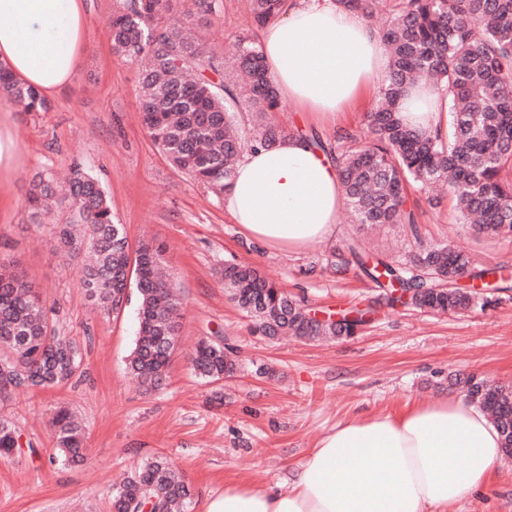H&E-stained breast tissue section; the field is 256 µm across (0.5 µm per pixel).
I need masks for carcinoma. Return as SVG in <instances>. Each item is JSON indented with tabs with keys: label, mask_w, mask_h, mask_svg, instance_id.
Instances as JSON below:
<instances>
[{
	"label": "carcinoma",
	"mask_w": 512,
	"mask_h": 512,
	"mask_svg": "<svg viewBox=\"0 0 512 512\" xmlns=\"http://www.w3.org/2000/svg\"><path fill=\"white\" fill-rule=\"evenodd\" d=\"M372 21L389 8L379 34L390 58L377 106L367 114L365 138L346 133L336 145L317 135L310 141L336 160L350 212L359 224H407V186L421 191L440 185L455 203L456 222L477 235H512V0H336ZM116 0L107 20L114 54L140 68L142 122L154 144L175 168L224 200L236 162L248 147L275 145L290 135L268 114L280 106L277 88L264 65L260 43L237 39L225 54L234 68L202 49L199 26L219 10V0ZM284 0H250L257 28L282 15ZM424 82L448 98V134H431L404 124L399 99L404 88ZM0 91L26 113L45 112L38 88L16 79L0 63ZM259 116L252 140L236 129L234 107ZM31 222L57 205L65 219L49 230L54 249L68 264L81 265L89 299L105 314L117 313L136 289L138 331L127 370L148 390L159 388L178 349L183 302L173 275L164 274L165 251L149 243L131 252L126 225L119 223L101 183L81 168L73 171L68 195L56 198L45 169L30 182ZM332 254L331 267L355 262L382 289L379 303L394 307L400 287L420 309L456 313L476 297L454 285L483 271L448 245L419 244L404 265L377 257L370 264L359 246ZM224 287L265 336L344 337L333 324L309 319V310L256 267L224 264ZM52 313L19 263L0 267V406L20 390L48 389L68 382L80 367L76 339L59 329ZM194 374L212 383L231 375L236 349L224 337L202 339L188 354ZM468 399L496 420L512 455V387L485 379L466 381ZM55 453L50 465H80L87 459L85 429L71 411H56ZM21 450L13 424L0 417V456ZM194 491L174 474L165 456L135 466L112 488V512H187Z\"/></svg>",
	"instance_id": "cac0c4a2"
}]
</instances>
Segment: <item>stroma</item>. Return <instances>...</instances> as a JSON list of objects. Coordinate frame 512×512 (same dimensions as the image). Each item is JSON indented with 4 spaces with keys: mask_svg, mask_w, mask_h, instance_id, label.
Returning <instances> with one entry per match:
<instances>
[{
    "mask_svg": "<svg viewBox=\"0 0 512 512\" xmlns=\"http://www.w3.org/2000/svg\"><path fill=\"white\" fill-rule=\"evenodd\" d=\"M114 4L85 0L91 36L48 111L0 112L15 142L10 167L0 171V260H20L83 354L79 382L21 393L0 408L22 443L19 453L0 457V512H110L112 484L157 454L195 486L190 512H202L225 482L276 483L287 474L283 461L300 462L339 421L395 411L408 401L463 397L462 382L470 376L512 386V290L489 292L458 314L383 308L360 333L339 340L255 331L224 287L220 270L227 260L256 265L311 308L332 313L367 307L380 294L356 264L340 274L328 266L332 248L358 240L369 252L403 259L420 238L466 251L476 270L512 268V236H474L454 223L450 202L430 207L426 193L412 187L407 207L415 215L414 233L403 224L354 223L343 209L335 236L305 251L287 254L247 241L223 202L174 168L144 129L138 70L113 55L105 25ZM259 34L248 0H221L201 30L217 53L240 36ZM376 96L369 87L333 124L287 98L272 118L332 140L344 131L365 132ZM77 164L101 180L131 247L163 245L176 276L185 316L159 390L144 391L126 373L137 333L135 304L101 314L79 268L52 254L42 229L29 221L30 178L46 168L63 175ZM217 334L237 348L238 366L234 376L213 384L191 372L187 355L199 339ZM61 406L85 426L86 464L48 463L51 420ZM448 512H512V458L484 496L464 497Z\"/></svg>",
    "mask_w": 512,
    "mask_h": 512,
    "instance_id": "35a3bbf8",
    "label": "stroma"
}]
</instances>
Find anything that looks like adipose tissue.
Wrapping results in <instances>:
<instances>
[{"mask_svg":"<svg viewBox=\"0 0 512 512\" xmlns=\"http://www.w3.org/2000/svg\"><path fill=\"white\" fill-rule=\"evenodd\" d=\"M88 32L83 0H0V63L43 95L70 83ZM261 42L279 94L321 118L336 117L388 73L376 27L336 0H288L282 17L262 27ZM400 109L408 126L448 127V104L430 86L408 87ZM344 202L334 160L297 134L245 152L224 195L246 237L286 253L333 237ZM502 444L479 404L417 401L337 423L284 481L227 482L205 512H447L490 484Z\"/></svg>","mask_w":512,"mask_h":512,"instance_id":"1","label":"adipose tissue"}]
</instances>
